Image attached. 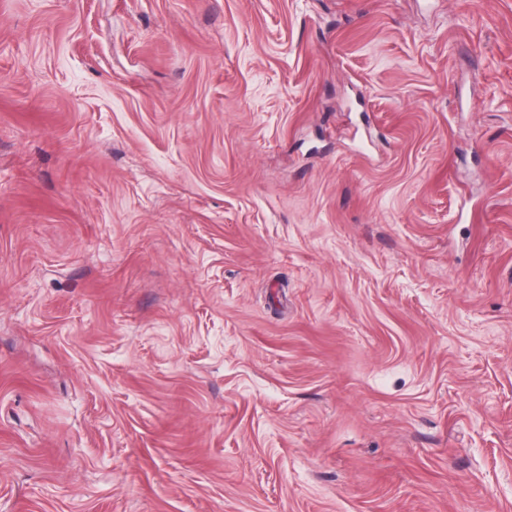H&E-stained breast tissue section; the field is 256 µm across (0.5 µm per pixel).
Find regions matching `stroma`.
Masks as SVG:
<instances>
[{
  "label": "stroma",
  "instance_id": "1",
  "mask_svg": "<svg viewBox=\"0 0 512 512\" xmlns=\"http://www.w3.org/2000/svg\"><path fill=\"white\" fill-rule=\"evenodd\" d=\"M0 512H512V0H0Z\"/></svg>",
  "mask_w": 512,
  "mask_h": 512
}]
</instances>
